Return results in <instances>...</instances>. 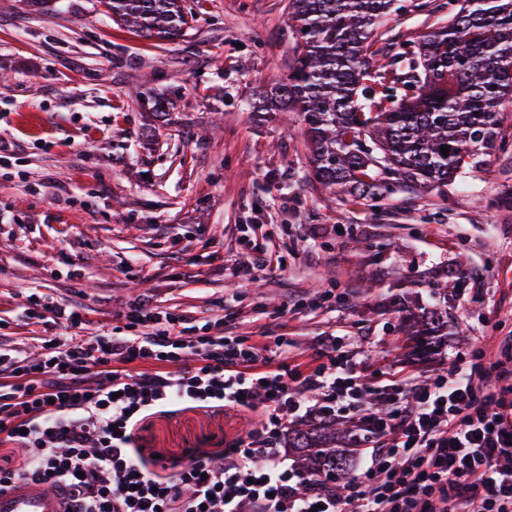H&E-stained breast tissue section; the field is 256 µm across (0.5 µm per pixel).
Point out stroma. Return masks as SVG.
<instances>
[{
	"mask_svg": "<svg viewBox=\"0 0 512 512\" xmlns=\"http://www.w3.org/2000/svg\"><path fill=\"white\" fill-rule=\"evenodd\" d=\"M395 0L374 34L416 40L447 8ZM290 0H197L191 29L160 42L98 0H0V344L27 353L48 330L30 295L75 300L89 328L124 326L126 302L284 336L310 356L340 336L368 378L446 371L456 352L512 334V99L506 151L427 193L331 194L310 176L300 117L249 107L293 59ZM263 242L284 271L236 278ZM448 291V333L419 348L393 298ZM253 415L184 404L136 428L145 456H216Z\"/></svg>",
	"mask_w": 512,
	"mask_h": 512,
	"instance_id": "1",
	"label": "stroma"
}]
</instances>
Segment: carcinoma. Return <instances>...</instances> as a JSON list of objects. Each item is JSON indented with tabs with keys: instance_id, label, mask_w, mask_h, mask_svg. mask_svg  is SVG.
Instances as JSON below:
<instances>
[{
	"instance_id": "obj_1",
	"label": "carcinoma",
	"mask_w": 512,
	"mask_h": 512,
	"mask_svg": "<svg viewBox=\"0 0 512 512\" xmlns=\"http://www.w3.org/2000/svg\"><path fill=\"white\" fill-rule=\"evenodd\" d=\"M458 11L422 39L392 37L372 49V32L393 0H290L297 54L286 78L253 103L255 112H298L307 125L313 178L352 200L388 185L424 192L504 148L501 106L512 98V0H448ZM112 20L175 41L193 20L185 0H102ZM391 56L378 69L376 55ZM449 146L448 156L441 146ZM400 329L423 346L448 335L436 304L400 311ZM336 429L288 432L298 466L347 480L351 448Z\"/></svg>"
}]
</instances>
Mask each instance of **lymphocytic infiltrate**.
Instances as JSON below:
<instances>
[{"label": "lymphocytic infiltrate", "mask_w": 512, "mask_h": 512, "mask_svg": "<svg viewBox=\"0 0 512 512\" xmlns=\"http://www.w3.org/2000/svg\"><path fill=\"white\" fill-rule=\"evenodd\" d=\"M41 310L55 331L37 353L0 348V484L64 487L69 512H512V335L427 380L373 382L336 336L299 362L287 337L203 335L145 299L111 333L74 304ZM185 403L265 419L223 454L144 460L140 417ZM354 415L371 453L336 494L282 439L291 420Z\"/></svg>", "instance_id": "f902f5d3"}]
</instances>
